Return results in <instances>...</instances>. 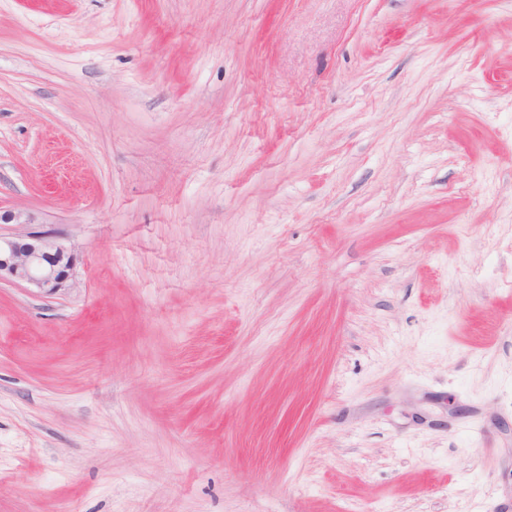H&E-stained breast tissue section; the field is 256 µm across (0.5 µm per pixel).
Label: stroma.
<instances>
[{"instance_id": "obj_1", "label": "stroma", "mask_w": 512, "mask_h": 512, "mask_svg": "<svg viewBox=\"0 0 512 512\" xmlns=\"http://www.w3.org/2000/svg\"><path fill=\"white\" fill-rule=\"evenodd\" d=\"M0 512H512V0H0ZM48 231L0 237V282L23 283L40 295L73 288L76 259Z\"/></svg>"}]
</instances>
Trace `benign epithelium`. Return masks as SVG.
I'll use <instances>...</instances> for the list:
<instances>
[{
	"label": "benign epithelium",
	"mask_w": 512,
	"mask_h": 512,
	"mask_svg": "<svg viewBox=\"0 0 512 512\" xmlns=\"http://www.w3.org/2000/svg\"><path fill=\"white\" fill-rule=\"evenodd\" d=\"M34 216L0 209V224H33ZM76 259L48 231L0 238V282L23 283L40 295H56L74 286Z\"/></svg>",
	"instance_id": "1"
}]
</instances>
